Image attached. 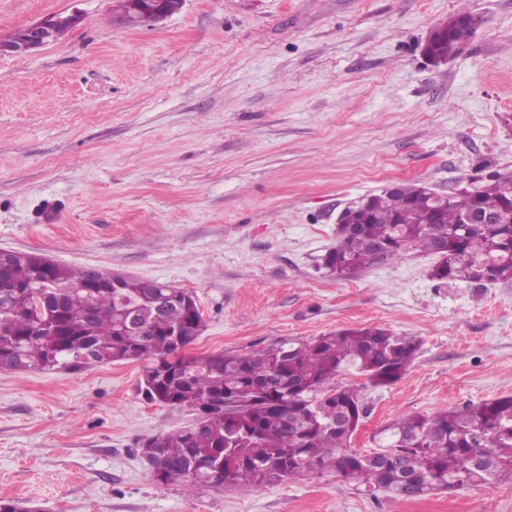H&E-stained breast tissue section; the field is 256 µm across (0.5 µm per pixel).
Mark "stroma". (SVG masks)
Here are the masks:
<instances>
[{
  "mask_svg": "<svg viewBox=\"0 0 512 512\" xmlns=\"http://www.w3.org/2000/svg\"><path fill=\"white\" fill-rule=\"evenodd\" d=\"M116 0H0V35L82 21L0 55V248L193 294L191 355L382 327L421 347L364 390L352 448L392 420L512 395V283H441L412 249L345 278L318 263L359 198L450 196L512 168V0H184L114 23ZM479 18L446 64L423 52ZM143 364L0 369V498L20 512H512V479L373 499L336 475L195 494L158 485L142 444L195 423L147 403ZM81 19L82 16L76 9L70 13L59 12L48 15L31 24L28 27L29 31L28 28H25L11 35L10 39L0 36V53L5 54L4 52H9L12 55H31L53 41L55 30L59 25L66 24L74 28L80 24ZM28 35L29 39L27 40Z\"/></svg>",
  "mask_w": 512,
  "mask_h": 512,
  "instance_id": "35a3bbf8",
  "label": "stroma"
}]
</instances>
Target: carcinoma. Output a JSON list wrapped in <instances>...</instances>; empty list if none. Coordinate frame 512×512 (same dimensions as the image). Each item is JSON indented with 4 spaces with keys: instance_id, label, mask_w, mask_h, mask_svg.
<instances>
[{
    "instance_id": "cac0c4a2",
    "label": "carcinoma",
    "mask_w": 512,
    "mask_h": 512,
    "mask_svg": "<svg viewBox=\"0 0 512 512\" xmlns=\"http://www.w3.org/2000/svg\"><path fill=\"white\" fill-rule=\"evenodd\" d=\"M117 11L123 24L143 21L127 0H118ZM453 18L434 43L445 58L478 27L470 13ZM471 191L477 210L502 223L463 224L458 198L403 183L373 195L365 223L338 226L336 246L322 256L321 267L347 277L420 248L438 255L430 276L440 282H512V171H494ZM91 281L93 271L48 264L39 254L14 258L0 276V368L81 371L146 359L143 380L150 386L140 393L147 402L217 407L200 428L143 442L159 451L162 474L154 481L160 486L261 488L318 471L373 498H417L512 478V396L391 421L373 436L375 449L390 453L388 466L351 448L346 424L357 426L368 413L360 388L400 379L420 348L414 336L367 327L192 356L184 348L202 334L205 321L190 293L139 279H124L120 288L92 287ZM163 292L168 304L158 308ZM132 306L145 319L141 336L126 331L123 308ZM344 373L365 382L343 385L338 377ZM220 455L224 466L216 469L212 461Z\"/></svg>"
}]
</instances>
